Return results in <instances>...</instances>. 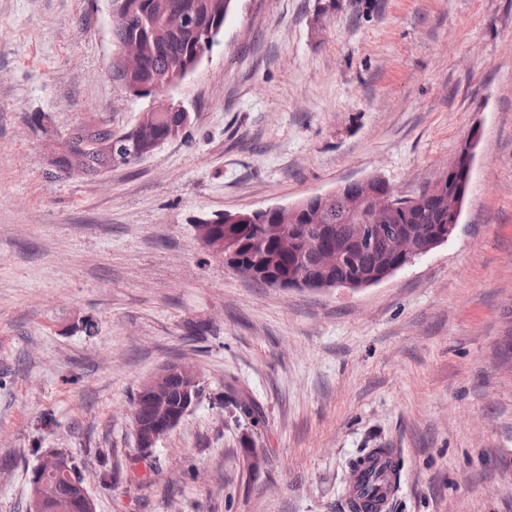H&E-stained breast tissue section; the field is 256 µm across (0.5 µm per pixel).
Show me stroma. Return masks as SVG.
<instances>
[{
	"mask_svg": "<svg viewBox=\"0 0 512 512\" xmlns=\"http://www.w3.org/2000/svg\"><path fill=\"white\" fill-rule=\"evenodd\" d=\"M325 2L238 0L177 92L188 138L90 179L64 139L145 105L104 0H0V512L51 451L95 512H345L374 448L389 512H512V0ZM473 128L454 235L379 284L271 288L194 235L373 174L416 195ZM173 362L204 393L144 455L132 398ZM370 453L371 451H368L359 457L362 459L360 467L361 469H371L374 467L382 471L381 479H384V485H381L383 486L382 490L377 496L370 499V480L373 476L377 477L375 473L372 476L373 471L370 470L362 474L357 486L360 489L359 496L370 500H357L356 490H354L352 485L347 494V498L356 499L357 510L361 512H385L389 510L397 491V485L400 481V471L398 468V471L396 470L391 455L377 454L369 456ZM363 504L368 505L364 506Z\"/></svg>",
	"mask_w": 512,
	"mask_h": 512,
	"instance_id": "35a3bbf8",
	"label": "stroma"
}]
</instances>
